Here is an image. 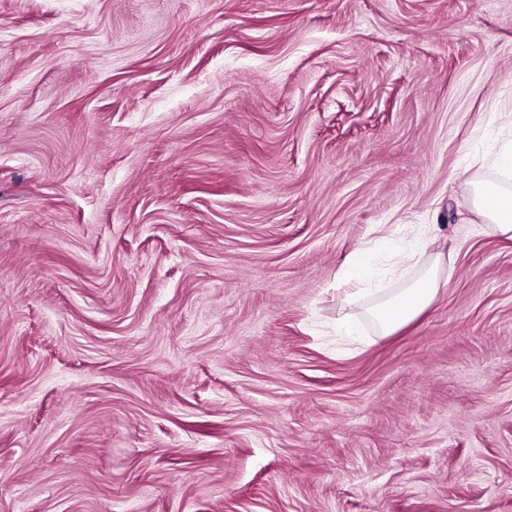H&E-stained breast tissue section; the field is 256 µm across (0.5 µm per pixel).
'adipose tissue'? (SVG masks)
Segmentation results:
<instances>
[{"mask_svg": "<svg viewBox=\"0 0 512 512\" xmlns=\"http://www.w3.org/2000/svg\"><path fill=\"white\" fill-rule=\"evenodd\" d=\"M474 205L486 218V234L512 239V191L503 187H478ZM443 268L433 263L407 287L376 303L370 314L381 334L390 335L413 321L435 299L441 286Z\"/></svg>", "mask_w": 512, "mask_h": 512, "instance_id": "obj_1", "label": "adipose tissue"}]
</instances>
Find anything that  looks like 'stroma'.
<instances>
[{
	"instance_id": "stroma-1",
	"label": "stroma",
	"mask_w": 512,
	"mask_h": 512,
	"mask_svg": "<svg viewBox=\"0 0 512 512\" xmlns=\"http://www.w3.org/2000/svg\"><path fill=\"white\" fill-rule=\"evenodd\" d=\"M511 144L512 0H0V512H512ZM474 205L487 219L484 233L512 239V191L501 186L478 187ZM443 268L439 260L406 288L390 294L369 309L382 335H390L413 321L435 299L441 287Z\"/></svg>"
}]
</instances>
